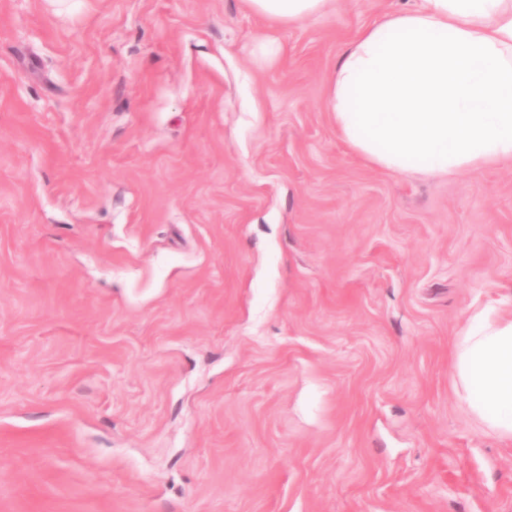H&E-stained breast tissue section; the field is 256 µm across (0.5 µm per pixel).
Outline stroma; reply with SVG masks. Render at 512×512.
<instances>
[{"label":"stroma","instance_id":"35a3bbf8","mask_svg":"<svg viewBox=\"0 0 512 512\" xmlns=\"http://www.w3.org/2000/svg\"><path fill=\"white\" fill-rule=\"evenodd\" d=\"M412 0H0V512H512L457 393L512 161L351 153L340 53ZM331 0H247L259 17L273 23L294 24L322 14Z\"/></svg>","mask_w":512,"mask_h":512}]
</instances>
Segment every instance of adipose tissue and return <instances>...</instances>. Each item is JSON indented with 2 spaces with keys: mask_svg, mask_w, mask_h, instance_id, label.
<instances>
[{
  "mask_svg": "<svg viewBox=\"0 0 512 512\" xmlns=\"http://www.w3.org/2000/svg\"><path fill=\"white\" fill-rule=\"evenodd\" d=\"M259 17L294 24L329 0H247ZM346 147L393 174L443 176L512 160V0H415L363 29L331 77ZM470 414L512 439V317L485 305L454 343Z\"/></svg>",
  "mask_w": 512,
  "mask_h": 512,
  "instance_id": "1",
  "label": "adipose tissue"
}]
</instances>
